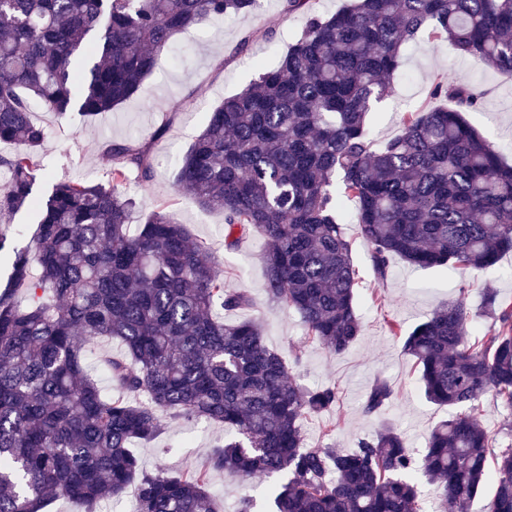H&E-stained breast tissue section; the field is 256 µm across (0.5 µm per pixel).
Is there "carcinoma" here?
<instances>
[{"label":"carcinoma","instance_id":"carcinoma-1","mask_svg":"<svg viewBox=\"0 0 512 512\" xmlns=\"http://www.w3.org/2000/svg\"><path fill=\"white\" fill-rule=\"evenodd\" d=\"M307 24L273 69L209 113L184 155L178 194L224 211V247L257 233L267 301L296 312L306 340L341 354L362 332L359 285L341 224L346 204L379 279L398 257L420 267L482 272L512 251V165L464 117L480 94L439 80L380 149L371 104L407 44L424 34L512 74V0H352L329 16L315 0H285ZM258 0H0V214L34 202L36 148L45 128L34 105L92 118L134 96L174 35L210 16H245ZM108 185L60 182L39 203L33 246L12 251L0 291V512H45L64 497L94 508L135 488V512H218L207 471L248 480L286 475L273 512H421L413 457L386 423L351 449L305 444L301 422L333 409L334 385L290 379L258 319L228 323L252 305L224 288L211 249L183 224L152 212L136 231L121 187L152 177L147 150L108 141ZM25 289L20 306L14 292ZM497 332L476 337L483 314ZM115 340L107 360L114 396L86 365L93 342ZM425 396L448 407L430 432L419 471L469 512L488 481L485 512H512V444L480 420L491 393L512 407V303L489 292L481 310L462 299L437 308L403 340ZM393 397L376 382L364 412ZM224 425L205 470L146 472L131 449L168 418Z\"/></svg>","mask_w":512,"mask_h":512}]
</instances>
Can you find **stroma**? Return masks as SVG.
<instances>
[{"instance_id": "35a3bbf8", "label": "stroma", "mask_w": 512, "mask_h": 512, "mask_svg": "<svg viewBox=\"0 0 512 512\" xmlns=\"http://www.w3.org/2000/svg\"><path fill=\"white\" fill-rule=\"evenodd\" d=\"M306 22V14L288 12L284 0H259L252 15L213 16L174 36L171 49L159 57L138 94L112 111L89 121L47 111L34 113V120L47 130L37 149L41 169L36 193L44 195L63 180L105 182L102 145L106 141L133 139L145 144L152 177L144 182L130 175L124 187L136 203V214L163 213L207 243L225 288L244 289L252 297L250 307L225 314V321L258 319L266 344L289 362L294 381L311 388L337 387L339 402L333 410L303 420L306 444L316 445L327 436L336 447L352 448L375 435L382 423L392 422L418 457L430 429L448 411L425 397L414 360L404 354L401 336L390 332L389 326L394 323L403 333L410 332L451 298H464L471 308L480 309L487 288L512 301V252L476 275L451 268L418 269L395 257L380 281L372 269L368 245L355 222L347 221L342 229L361 277L358 310L363 332L336 356L321 345L305 342V330L295 312L268 303L265 239L251 233L237 247L225 248L223 212L201 208L175 191L179 162L203 130L209 113L224 97L255 80L261 68L275 67ZM439 77L481 91L478 109L465 118L512 164V76L424 38L414 41L398 74L388 81L383 99L372 105L369 132L375 147L400 133L407 112L430 104L429 91ZM36 223L37 212L31 206L0 220V232L7 236V249L0 253L1 282L10 273L8 249L31 245ZM378 378L390 384L394 395L379 413L369 416L363 412L365 396ZM224 436L222 424L203 418L171 420L155 440L135 443L134 451L148 472L186 473L201 468L210 449ZM272 483L270 477L257 476L243 486L214 471L208 489L222 512H238L245 496L253 499V512H270L267 490Z\"/></svg>"}]
</instances>
